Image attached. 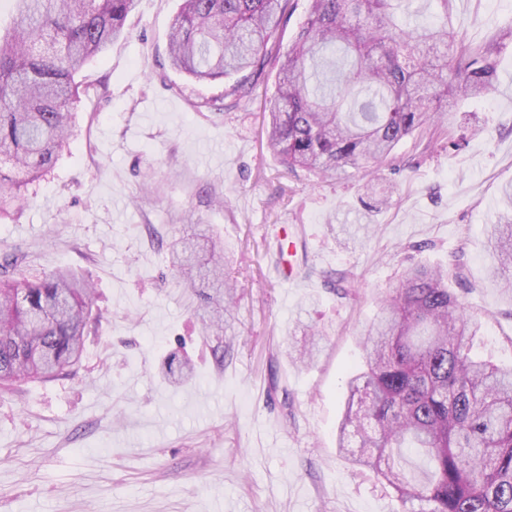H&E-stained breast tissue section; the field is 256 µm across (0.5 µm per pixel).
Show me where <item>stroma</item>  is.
I'll list each match as a JSON object with an SVG mask.
<instances>
[{
	"mask_svg": "<svg viewBox=\"0 0 512 512\" xmlns=\"http://www.w3.org/2000/svg\"><path fill=\"white\" fill-rule=\"evenodd\" d=\"M179 4L137 0L125 37L77 76L87 92L69 147L0 216V254L22 250L33 275L82 274L97 310L68 374L0 390V512H396L393 491L337 448L357 334L405 268L459 251L457 289L483 330L474 351L512 364V301L489 275L487 238L512 185V44L494 93L460 103L437 140L395 147L374 177L392 201L368 213L364 169L283 175L266 141L274 76L227 110L223 83L170 67ZM448 21L489 43L512 25V0H455ZM192 235L221 244L237 281L221 362L171 263ZM285 260L297 283L278 274ZM340 270L356 298L328 285ZM314 327L318 359L289 361ZM173 353L192 378H162ZM275 379L290 411L269 394Z\"/></svg>",
	"mask_w": 512,
	"mask_h": 512,
	"instance_id": "stroma-1",
	"label": "stroma"
}]
</instances>
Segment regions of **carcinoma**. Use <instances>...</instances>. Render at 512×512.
<instances>
[{
  "mask_svg": "<svg viewBox=\"0 0 512 512\" xmlns=\"http://www.w3.org/2000/svg\"><path fill=\"white\" fill-rule=\"evenodd\" d=\"M305 20L284 40L290 0H183L169 34L170 64L198 81L237 76L224 88L233 104L251 81L276 74L269 148L285 173L334 178L347 167L382 163L414 131L438 123L455 104L494 92L496 54L512 42L473 45L448 25L453 0H436L433 23L405 27L409 0H308ZM135 0H15L0 29V215L25 199L69 145L85 92L76 75L113 41ZM492 276L512 292V218L487 227ZM0 263V388L48 379L74 365L92 314L91 285L71 269L16 279ZM173 267L194 289L207 284L205 330L223 335L234 280L212 244L201 265L187 243ZM450 268L407 270L360 335L364 364L348 381L338 448L358 439L354 466L384 479L398 512H512V365L471 354L480 333ZM345 297L357 282L338 271ZM426 463L409 468L404 449Z\"/></svg>",
  "mask_w": 512,
  "mask_h": 512,
  "instance_id": "carcinoma-1",
  "label": "carcinoma"
}]
</instances>
